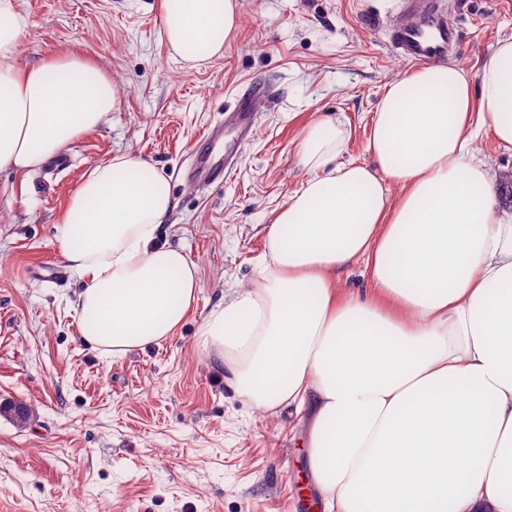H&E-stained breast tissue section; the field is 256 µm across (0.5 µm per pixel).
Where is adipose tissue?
<instances>
[{
	"label": "adipose tissue",
	"instance_id": "adipose-tissue-1",
	"mask_svg": "<svg viewBox=\"0 0 512 512\" xmlns=\"http://www.w3.org/2000/svg\"><path fill=\"white\" fill-rule=\"evenodd\" d=\"M240 19V0H163L162 34L196 68L223 55ZM29 28L0 0V169L24 173L119 105L78 55L20 64ZM485 132L512 153V38L478 82L451 62L391 83L370 120L372 164L340 161L342 124L309 126L305 176L250 286L201 328L240 396L273 416L308 412L323 512H512V212L476 156ZM173 207L155 167L117 154L56 222L85 281L82 334L104 352L159 343L195 299V264L157 241ZM357 261L361 295L337 282Z\"/></svg>",
	"mask_w": 512,
	"mask_h": 512
}]
</instances>
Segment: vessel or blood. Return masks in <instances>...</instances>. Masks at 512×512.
I'll list each match as a JSON object with an SVG mask.
<instances>
[{
  "mask_svg": "<svg viewBox=\"0 0 512 512\" xmlns=\"http://www.w3.org/2000/svg\"><path fill=\"white\" fill-rule=\"evenodd\" d=\"M396 50L414 62L436 61L460 43L459 28L448 22L437 0H404L402 18L393 32ZM266 92L257 85L241 94L236 105L224 114L223 128L204 130L191 147L192 177L205 186L223 181L241 149L257 131L255 100Z\"/></svg>",
  "mask_w": 512,
  "mask_h": 512,
  "instance_id": "vessel-or-blood-1",
  "label": "vessel or blood"
}]
</instances>
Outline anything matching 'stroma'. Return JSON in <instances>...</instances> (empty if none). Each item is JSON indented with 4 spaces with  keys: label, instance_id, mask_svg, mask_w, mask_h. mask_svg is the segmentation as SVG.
<instances>
[{
    "label": "stroma",
    "instance_id": "1",
    "mask_svg": "<svg viewBox=\"0 0 512 512\" xmlns=\"http://www.w3.org/2000/svg\"><path fill=\"white\" fill-rule=\"evenodd\" d=\"M222 57L190 70L161 38V0H17L31 23L20 64L79 53L108 73V123L42 166L0 171V403L20 400V428L0 415V512H320L294 410L272 417L237 397L198 337L205 318L249 286L265 229L304 177L298 146L318 121L349 132L342 161L371 164L370 115L386 85L414 70L392 47L398 0H240ZM461 43L451 59L478 80L512 37V0H441ZM255 82L258 132L223 185L187 179L190 147ZM498 200L512 153L476 143ZM127 153L167 178L175 207L161 244L198 270L196 300L160 344L112 356L80 333L84 283L54 226L84 175Z\"/></svg>",
    "mask_w": 512,
    "mask_h": 512
}]
</instances>
